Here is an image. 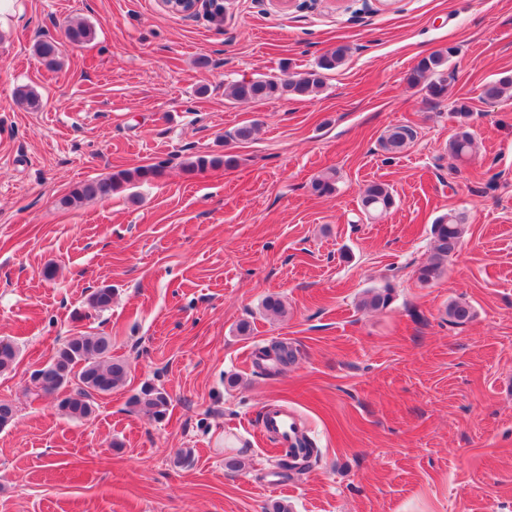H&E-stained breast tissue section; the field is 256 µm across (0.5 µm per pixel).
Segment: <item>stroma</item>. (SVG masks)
<instances>
[{
    "mask_svg": "<svg viewBox=\"0 0 512 512\" xmlns=\"http://www.w3.org/2000/svg\"><path fill=\"white\" fill-rule=\"evenodd\" d=\"M87 44L63 42L73 20ZM60 40L49 70L35 42ZM345 45L315 96L242 102L227 85L312 68ZM456 47L451 98L407 76ZM512 75V0H224V18L162 0H13L0 20V338L19 348L0 375L17 416L0 429V512H512V98L481 99ZM32 89L38 109L19 105ZM465 100L477 150L448 154ZM247 143L224 133L245 123ZM416 136L390 156V127ZM234 162L188 170L196 155ZM164 164L159 178L70 208L79 183ZM335 170L336 191L311 182ZM389 184L369 220L360 192ZM466 216L436 281L416 270L431 226ZM58 273L46 279L42 271ZM391 282V305L365 311ZM112 305L88 308L98 287ZM276 295L286 313L263 315ZM473 318L449 322L450 301ZM251 330L242 336L240 323ZM78 331L110 336L127 383L85 420L35 394L33 370ZM277 341L298 351L277 375L255 364ZM169 395L163 420L131 405ZM288 408L318 448L304 473L279 467L259 418ZM241 458L232 472L225 460ZM510 90H512V75H504L483 84L480 97L487 102H496ZM360 202L362 213L374 219L393 207L395 198L388 184L372 182L362 190ZM394 285L390 282L383 286L367 289L359 301V307L365 310H382L387 308L392 300Z\"/></svg>",
    "mask_w": 512,
    "mask_h": 512,
    "instance_id": "obj_1",
    "label": "stroma"
}]
</instances>
